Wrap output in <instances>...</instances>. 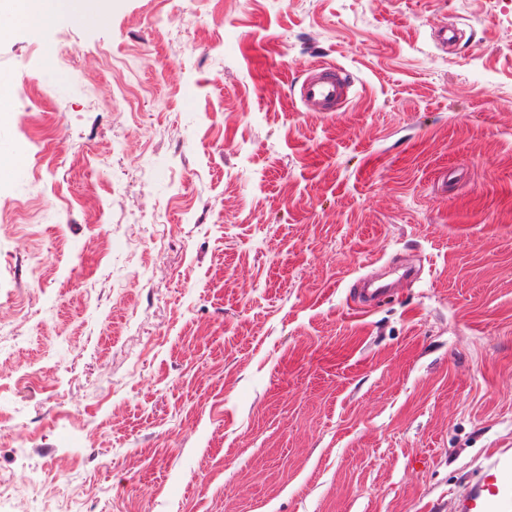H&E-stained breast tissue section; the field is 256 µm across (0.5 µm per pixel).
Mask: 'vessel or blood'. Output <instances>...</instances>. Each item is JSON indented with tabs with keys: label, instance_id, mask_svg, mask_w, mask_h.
I'll return each instance as SVG.
<instances>
[{
	"label": "vessel or blood",
	"instance_id": "b4317fda",
	"mask_svg": "<svg viewBox=\"0 0 512 512\" xmlns=\"http://www.w3.org/2000/svg\"><path fill=\"white\" fill-rule=\"evenodd\" d=\"M354 82L332 63L313 66L299 87L302 104L314 112H332L349 100ZM455 512H512V455L500 453L483 465L460 496Z\"/></svg>",
	"mask_w": 512,
	"mask_h": 512
}]
</instances>
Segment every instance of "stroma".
<instances>
[{"instance_id": "obj_1", "label": "stroma", "mask_w": 512, "mask_h": 512, "mask_svg": "<svg viewBox=\"0 0 512 512\" xmlns=\"http://www.w3.org/2000/svg\"><path fill=\"white\" fill-rule=\"evenodd\" d=\"M1 80L0 512H453L512 449V0H108ZM354 81L348 72L333 63L313 66L299 87L302 104L313 112H336L349 100ZM358 283L363 288H354L353 294L358 305L363 308L372 307L383 301L389 296V292L391 291V287L389 285H382L377 288H369V286H371L370 282L359 281ZM29 486L39 495L44 492L42 497V510L40 512H77L68 508V499L58 497L51 491L45 490L40 476L28 480Z\"/></svg>"}]
</instances>
